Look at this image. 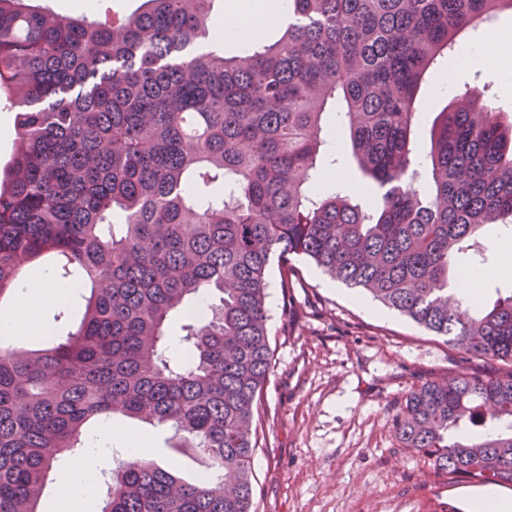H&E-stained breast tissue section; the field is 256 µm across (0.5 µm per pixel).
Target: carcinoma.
I'll list each match as a JSON object with an SVG mask.
<instances>
[{"label": "carcinoma", "mask_w": 512, "mask_h": 512, "mask_svg": "<svg viewBox=\"0 0 512 512\" xmlns=\"http://www.w3.org/2000/svg\"><path fill=\"white\" fill-rule=\"evenodd\" d=\"M512 0H286L274 42L214 40V0H142L89 19L0 0V96L17 112L0 170V300L31 263L75 277L76 331L45 348L0 343V512H39L46 478L120 415L171 425L208 476L143 457L112 471L103 512H255L252 460L272 362L266 273L304 256L330 277L509 365L413 387L405 448L448 484L512 490V293L452 291L480 230L512 226V121L465 92L430 130L418 190L417 96L464 33ZM339 108L381 206L313 190ZM211 318L164 331L192 298Z\"/></svg>", "instance_id": "1"}]
</instances>
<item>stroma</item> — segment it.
I'll list each match as a JSON object with an SVG mask.
<instances>
[{
	"label": "stroma",
	"mask_w": 512,
	"mask_h": 512,
	"mask_svg": "<svg viewBox=\"0 0 512 512\" xmlns=\"http://www.w3.org/2000/svg\"><path fill=\"white\" fill-rule=\"evenodd\" d=\"M445 56L419 95L418 142L438 114L466 89L487 86V104L512 117V70L462 68ZM333 143L316 192L342 187L351 203L373 207L377 196L354 165L336 114ZM504 238L484 231L490 276L482 301L512 294V273L497 270ZM296 278L281 286L282 269L267 272L268 329L274 351L261 397L262 424L253 459L257 512H435L452 494L430 459L402 447L393 417L406 393L461 368L480 373V360L462 363L457 350L397 311L366 299L314 263L292 257ZM125 427L150 435L157 463L192 480L204 470L193 449L169 426L132 419Z\"/></svg>",
	"instance_id": "stroma-1"
}]
</instances>
